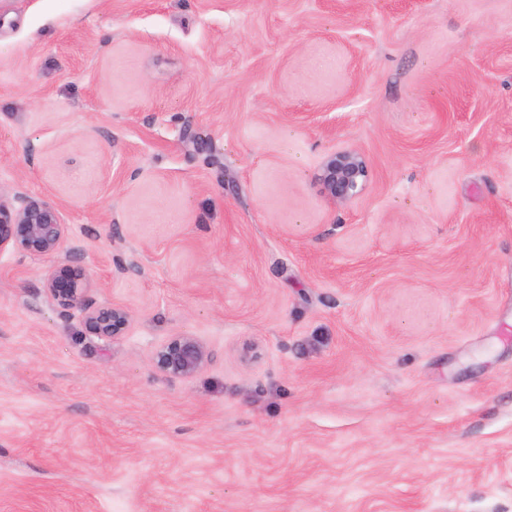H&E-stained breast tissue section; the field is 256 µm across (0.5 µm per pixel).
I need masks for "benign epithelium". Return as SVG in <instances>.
Instances as JSON below:
<instances>
[{"label": "benign epithelium", "instance_id": "7a95c632", "mask_svg": "<svg viewBox=\"0 0 512 512\" xmlns=\"http://www.w3.org/2000/svg\"><path fill=\"white\" fill-rule=\"evenodd\" d=\"M368 177L364 158L354 150H339L322 162L317 179L334 203H347L361 194ZM68 227L58 206L43 198H8L0 194V255L19 254L51 261L45 278L49 297L65 310H77L85 329L107 341L125 335L129 311L117 304L92 307L86 302L90 288L87 267L71 259L66 249ZM207 351L195 336H174L156 351L157 368L170 377L189 378L207 361Z\"/></svg>", "mask_w": 512, "mask_h": 512}]
</instances>
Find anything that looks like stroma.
Segmentation results:
<instances>
[{
	"label": "stroma",
	"instance_id": "1",
	"mask_svg": "<svg viewBox=\"0 0 512 512\" xmlns=\"http://www.w3.org/2000/svg\"><path fill=\"white\" fill-rule=\"evenodd\" d=\"M0 194V512H512V0H0ZM368 168L364 158L354 150H339L322 162L317 179L325 195L334 203H347L364 190ZM68 227L58 206L43 198H12L0 194V255L9 252L38 261H52L45 278L49 297L64 310H77L85 329L107 341L127 332L131 315L123 306L86 302L90 288L87 267L66 249ZM64 253V259L61 254ZM207 351L195 336H175L156 351L157 368L170 377L189 378L200 371L207 361Z\"/></svg>",
	"mask_w": 512,
	"mask_h": 512
}]
</instances>
